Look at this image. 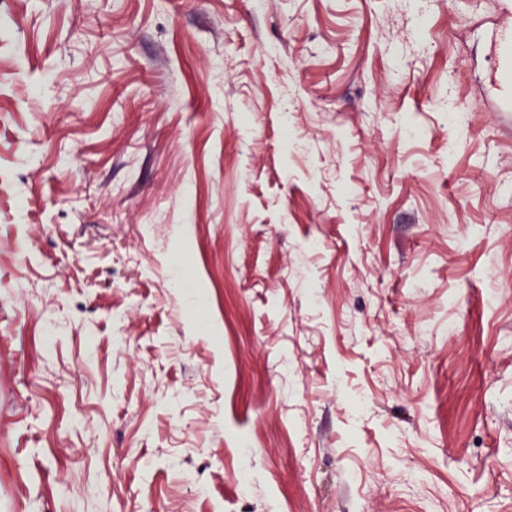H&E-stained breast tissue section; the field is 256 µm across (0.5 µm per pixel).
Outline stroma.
I'll return each instance as SVG.
<instances>
[{
  "mask_svg": "<svg viewBox=\"0 0 512 512\" xmlns=\"http://www.w3.org/2000/svg\"><path fill=\"white\" fill-rule=\"evenodd\" d=\"M501 0H0V512H512Z\"/></svg>",
  "mask_w": 512,
  "mask_h": 512,
  "instance_id": "35a3bbf8",
  "label": "stroma"
}]
</instances>
